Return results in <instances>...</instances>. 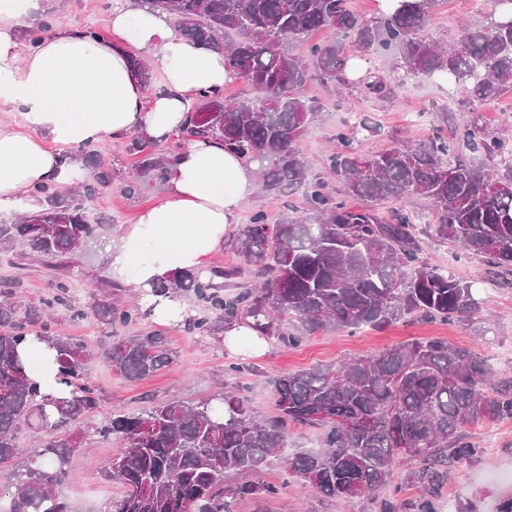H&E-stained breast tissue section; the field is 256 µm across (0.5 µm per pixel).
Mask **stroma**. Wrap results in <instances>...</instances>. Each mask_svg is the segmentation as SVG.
I'll list each match as a JSON object with an SVG mask.
<instances>
[{
    "label": "stroma",
    "instance_id": "35a3bbf8",
    "mask_svg": "<svg viewBox=\"0 0 512 512\" xmlns=\"http://www.w3.org/2000/svg\"><path fill=\"white\" fill-rule=\"evenodd\" d=\"M112 2L67 0L68 8L61 13L55 0H44L43 10L58 15L61 24L83 30L92 28L106 36L110 33ZM478 14L472 0H436L426 33L434 39L454 41L463 21ZM302 93L315 99L320 107L300 141L301 152L316 172L324 169L331 139L342 126L352 127L364 120L377 125V132L362 136L360 150L365 154L382 151L409 138L425 141L437 133L450 137L457 130L456 113H449L443 122L436 112L448 100L444 86L421 77L396 87L393 97L382 103L365 99L358 85L338 93L316 78L305 84ZM101 150L102 163L112 170V183L87 202L86 210L90 222L106 224V234L112 237L121 225L133 223L140 209L153 205L162 196L164 187L147 184L138 196H125L120 186L135 166L134 157L124 152L119 139L102 142ZM259 208L266 210L272 224L280 223L287 215L304 219L310 216L302 193L292 194L284 204L258 193L241 210L240 224H248L252 212ZM426 230L423 224L415 227L424 258L447 269L456 279L472 284L480 302L479 320L465 324L414 319L381 330L317 333L307 336L295 348L285 347L271 338L267 341V351L255 355L246 351L230 352L224 345L223 335L202 337L182 325L163 329L145 317L115 333L92 315L79 321L60 315L59 332L97 351L112 344L116 335L143 336L161 329L174 352L171 364L136 382L125 379L106 360L95 359L90 365V375L98 389L99 408L90 414V421H98L101 414L116 405L125 412L138 413L150 400L181 399L196 403L227 390L247 399L255 415L269 418L276 413L269 385L274 377L322 365L335 368L357 357L431 338L481 353L497 380H512V286L488 277L480 255L463 251L449 241L437 242ZM104 258L101 247H93L76 268L71 292L77 305L87 306L98 294L103 279L110 276ZM16 277L23 282L27 304H40L53 292V271L37 263L18 268L14 253L0 250V282ZM232 363L242 365V372L229 374L227 367ZM464 432L484 453L479 462L465 463L453 470L445 495L452 502V512H495L499 501L512 495V418L490 425L468 426ZM89 445L92 456L79 455L71 463L65 494L71 503L85 501L95 512H105L121 486L105 480L101 471L120 445L96 436ZM262 477L283 484L281 497L267 500L259 507L243 501L235 505V512H378L377 499L365 497L338 502L324 497L313 487L285 483L282 471L277 468L266 470Z\"/></svg>",
    "mask_w": 512,
    "mask_h": 512
}]
</instances>
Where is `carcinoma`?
I'll return each instance as SVG.
<instances>
[{
	"label": "carcinoma",
	"instance_id": "1",
	"mask_svg": "<svg viewBox=\"0 0 512 512\" xmlns=\"http://www.w3.org/2000/svg\"><path fill=\"white\" fill-rule=\"evenodd\" d=\"M190 40L224 50L225 65L258 96L229 102L224 94L198 93L183 133L188 141L214 139L262 168V190L278 199L300 191L317 222L287 216L268 224L265 210L253 211L237 251L257 266V281L224 293V280L238 270L179 272L158 282L154 292H192L201 309L184 324L201 336L215 335L243 319L256 331L296 347L325 330L384 328L411 318L472 321L479 312L470 285L422 257L415 235L414 204L422 199L438 213L430 225L439 242L452 241L484 258L487 273L503 282L512 276V136L461 121L458 136L439 134L414 145H396L371 156L359 151V134L338 128L326 174L313 173L299 149L317 113L316 102L299 94L313 75L341 88L349 85V41L361 56L399 58L398 72L362 76L368 99L387 101L395 84L440 76L457 92L459 111L478 103L492 106L512 94V0H485L484 20L461 28L445 47L425 35L436 0H399V7L367 20L350 0H145ZM319 30L335 37L309 41ZM233 31L238 39L224 41ZM306 43L305 58L288 55V41ZM208 112L206 120L199 111ZM125 151L137 157L136 176L122 192L139 195L146 183L165 181L174 154L152 141L128 136ZM486 163L475 165L466 152ZM100 147L82 143L66 154L93 167L89 181L69 195L49 186L34 190L37 210L0 220V244H19L18 265L36 259L58 272L52 295L40 305L19 300L15 279L0 289V462L19 455L23 426L44 432L41 448L0 487V512H73L61 492L75 452L89 437L113 439L120 451L105 469L123 493L107 512H233L249 500L259 505L284 485L261 479L230 482V473L259 474L282 468L287 477L330 499L372 496L399 469L402 486L417 495L403 502L385 498L380 512H437L453 467L479 461L483 449L461 432L466 425L512 418V382L497 383L479 353L453 348L441 339L411 342L344 366L288 373L273 380L277 416L259 419L245 398L218 393L196 404L152 402L137 414L115 410L83 429L99 406L89 374L94 354L80 340L54 333L58 312L75 320L90 312L116 329L138 319L139 306L123 301V283L108 279L87 308L71 296L74 263L103 237L85 202L112 183L99 165ZM342 180L343 193L326 176ZM364 202L352 208L347 198ZM383 201L399 207L385 219ZM35 336L56 350L48 378L68 397L50 401L25 374L19 348ZM130 380L151 377L173 359L167 336L153 331L122 338L102 353ZM325 429L321 447L284 453L288 424Z\"/></svg>",
	"mask_w": 512,
	"mask_h": 512
}]
</instances>
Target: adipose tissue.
<instances>
[{
    "instance_id": "ef3b65f1",
    "label": "adipose tissue",
    "mask_w": 512,
    "mask_h": 512,
    "mask_svg": "<svg viewBox=\"0 0 512 512\" xmlns=\"http://www.w3.org/2000/svg\"><path fill=\"white\" fill-rule=\"evenodd\" d=\"M0 0V209L32 199L41 185L66 190L81 181V164L61 162L47 141L115 140L133 132L163 142L189 118L199 91L223 90L232 78L224 56L180 37L142 0H113L109 39L66 27L37 45L19 40L26 14L41 0ZM148 59L164 81L152 92L130 60ZM254 189L253 168L218 141H196L169 168L163 196L122 226L109 245L112 277L135 272L140 306L153 319L183 321L186 304L158 297L152 283L175 270H206L238 222Z\"/></svg>"
}]
</instances>
